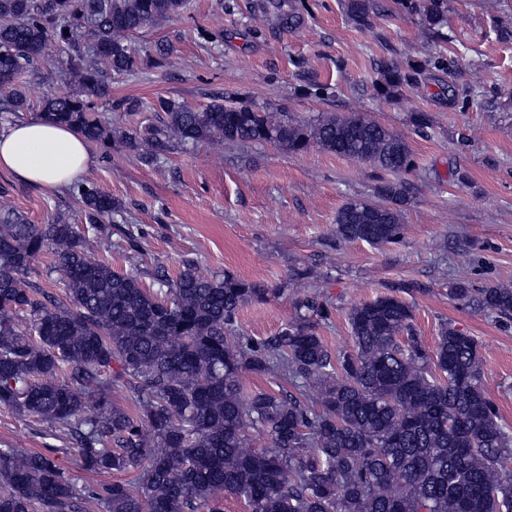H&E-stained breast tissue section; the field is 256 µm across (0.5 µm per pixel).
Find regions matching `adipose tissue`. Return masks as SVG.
<instances>
[{
	"label": "adipose tissue",
	"instance_id": "adipose-tissue-1",
	"mask_svg": "<svg viewBox=\"0 0 512 512\" xmlns=\"http://www.w3.org/2000/svg\"><path fill=\"white\" fill-rule=\"evenodd\" d=\"M89 164L86 143L72 127L29 119L0 132V168L25 182L57 190L78 181Z\"/></svg>",
	"mask_w": 512,
	"mask_h": 512
}]
</instances>
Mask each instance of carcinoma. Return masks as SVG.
Wrapping results in <instances>:
<instances>
[{"label": "carcinoma", "instance_id": "1", "mask_svg": "<svg viewBox=\"0 0 512 512\" xmlns=\"http://www.w3.org/2000/svg\"><path fill=\"white\" fill-rule=\"evenodd\" d=\"M187 0H0V110H29L22 81L53 46L65 49L67 86L46 97L37 118L69 125L112 146L94 101L112 100L105 75H128L139 58L130 38L184 12ZM348 18L369 24L374 0H344ZM424 26L444 23L448 0H407ZM254 12L286 27L301 23L287 0H257ZM87 35L84 43L74 33ZM420 65L383 60L372 85L398 100ZM158 125L125 135L156 165L173 140L272 144L288 153L316 146L385 172L386 205L350 200L336 212L344 242L394 244L403 234L402 176L414 169L405 137L355 113L312 120L245 101L194 107L159 97ZM78 225L60 215L29 224L0 208V407L18 409L74 440L88 470L126 471L136 483L83 485L54 458L0 450V512H224V496L247 512H512V434L485 385L479 341L448 324L437 343L416 336L412 306L395 289L350 307L351 348L331 351L320 334L334 307L291 270L293 317L260 341L237 328L241 308L276 295L226 270L202 276L192 260L176 278L157 267L119 273L87 254L112 249L104 220L117 212L94 184L79 192ZM51 255L58 298L32 280ZM481 309L512 320V284L483 289ZM246 374H276L296 393L245 390ZM122 385L134 410L113 402ZM265 439L254 446L253 434Z\"/></svg>", "mask_w": 512, "mask_h": 512}]
</instances>
